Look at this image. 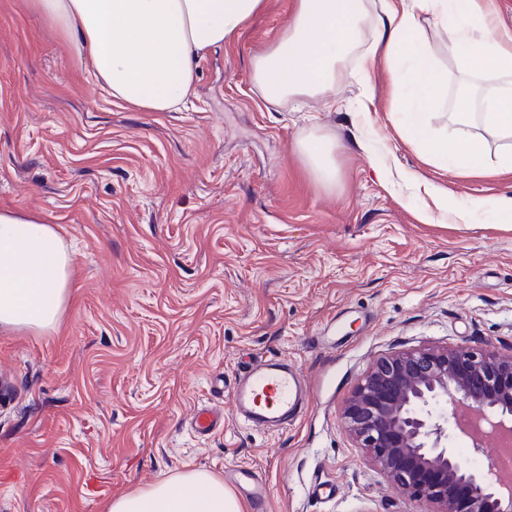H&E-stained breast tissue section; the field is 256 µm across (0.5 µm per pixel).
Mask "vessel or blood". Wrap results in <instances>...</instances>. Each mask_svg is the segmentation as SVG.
<instances>
[{"label":"vessel or blood","instance_id":"1","mask_svg":"<svg viewBox=\"0 0 512 512\" xmlns=\"http://www.w3.org/2000/svg\"><path fill=\"white\" fill-rule=\"evenodd\" d=\"M309 401L301 372L281 359L257 360L241 372L234 387L237 415L248 425L271 429L295 419Z\"/></svg>","mask_w":512,"mask_h":512}]
</instances>
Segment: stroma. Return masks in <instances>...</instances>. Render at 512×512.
Segmentation results:
<instances>
[{"instance_id":"obj_1","label":"stroma","mask_w":512,"mask_h":512,"mask_svg":"<svg viewBox=\"0 0 512 512\" xmlns=\"http://www.w3.org/2000/svg\"><path fill=\"white\" fill-rule=\"evenodd\" d=\"M30 0H0V211L51 224L73 256L51 332L0 333V512H105L108 498L187 468L236 490L268 486L263 512H424L349 437L342 408L373 360L436 344L512 346V228L425 220L406 170L458 200L512 193V172H449L392 111V73L360 53L340 65L336 105L266 102L252 58L290 25L294 0H263L197 63L187 103L113 101L73 38ZM442 90L433 137L464 76L428 17ZM336 142V187L308 175L297 140ZM285 359L307 378L288 425L238 420L244 361ZM224 411L201 437L199 407Z\"/></svg>"}]
</instances>
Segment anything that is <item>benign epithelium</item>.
Listing matches in <instances>:
<instances>
[{
    "instance_id": "1",
    "label": "benign epithelium",
    "mask_w": 512,
    "mask_h": 512,
    "mask_svg": "<svg viewBox=\"0 0 512 512\" xmlns=\"http://www.w3.org/2000/svg\"><path fill=\"white\" fill-rule=\"evenodd\" d=\"M474 453L512 430V348L420 346L377 358L343 410L346 429L394 487L427 512H512V483L487 478L455 454L449 420Z\"/></svg>"
}]
</instances>
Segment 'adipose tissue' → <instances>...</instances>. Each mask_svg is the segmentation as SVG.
<instances>
[{
  "label": "adipose tissue",
  "instance_id": "obj_1",
  "mask_svg": "<svg viewBox=\"0 0 512 512\" xmlns=\"http://www.w3.org/2000/svg\"><path fill=\"white\" fill-rule=\"evenodd\" d=\"M492 0H384L371 22L366 0H296L293 20L279 40L251 61V76L272 104L336 96V63L374 29L365 67L383 55L400 71L401 89L422 102L407 113V128L449 168L512 171V29L499 26ZM33 10L74 35L77 53L113 100L147 112H168L190 95L198 60L222 47L257 13L262 0H31ZM448 35V52L470 75L454 103V123L482 130L454 142L427 134L425 99L437 97L441 74L431 49L416 40L419 15ZM493 74L485 88L476 77ZM296 150L322 188L336 186V144L325 136L299 140ZM439 215L475 224L488 215L512 224V195L459 202L428 184ZM73 258L56 230L36 215L0 212V331H52L70 297ZM107 512H246L219 477L190 469L112 497Z\"/></svg>",
  "mask_w": 512,
  "mask_h": 512
}]
</instances>
